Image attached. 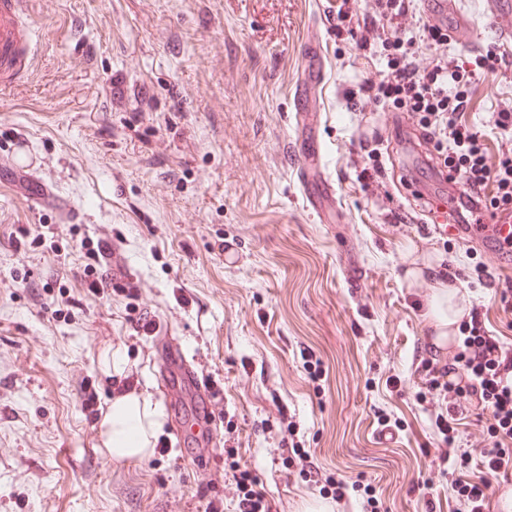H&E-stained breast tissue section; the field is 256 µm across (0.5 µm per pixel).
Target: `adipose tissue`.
Here are the masks:
<instances>
[{"instance_id":"1","label":"adipose tissue","mask_w":512,"mask_h":512,"mask_svg":"<svg viewBox=\"0 0 512 512\" xmlns=\"http://www.w3.org/2000/svg\"><path fill=\"white\" fill-rule=\"evenodd\" d=\"M163 412L149 397L127 394L111 402L100 424L103 444L116 460L148 455L160 430Z\"/></svg>"}]
</instances>
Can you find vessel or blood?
<instances>
[{
    "mask_svg": "<svg viewBox=\"0 0 512 512\" xmlns=\"http://www.w3.org/2000/svg\"><path fill=\"white\" fill-rule=\"evenodd\" d=\"M27 3L28 0H0V90L25 79L35 58L36 44L26 20ZM422 8L429 22L446 33L449 40L459 41L474 31L475 23L459 0H422ZM485 18L501 42H512V0H489ZM324 73V60L316 42H308L302 87L321 83ZM320 147L318 133L300 128L293 142L297 176L312 207L319 212L336 198L329 178L308 167ZM454 232L464 241L478 244L498 266L512 269V212H485L481 223L458 226ZM154 350L163 394L180 427L181 440L190 444L192 458L214 462L208 428L214 411L224 400L221 387L204 380L197 363L187 357L174 338L156 337Z\"/></svg>",
    "mask_w": 512,
    "mask_h": 512,
    "instance_id": "1",
    "label": "vessel or blood"
}]
</instances>
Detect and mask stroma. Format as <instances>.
<instances>
[{"label": "stroma", "instance_id": "35a3bbf8", "mask_svg": "<svg viewBox=\"0 0 512 512\" xmlns=\"http://www.w3.org/2000/svg\"><path fill=\"white\" fill-rule=\"evenodd\" d=\"M323 0H29L38 41L29 79L0 91V512H236L226 465L251 467L277 512H333L299 474L293 447L322 476L373 488L380 512H456L452 485L477 467L439 468L441 438L413 357L433 343L429 283L416 252L447 264L463 307L486 312L512 347V273L479 283L487 255L437 234L429 207L393 179L365 191L355 161L365 126L389 117L344 92L381 79L382 46L340 39ZM473 19L482 0H461ZM327 77L315 93L322 164L339 214L320 222L293 156L292 96L312 33ZM480 24L449 43L460 61L501 50ZM512 99V66L478 71L462 123L489 163L512 146L492 114ZM411 215L415 224L402 225ZM112 245L128 298L90 290L70 240ZM43 237L17 248L20 230ZM233 259H225L221 244ZM361 273L351 285L345 265ZM71 298L69 320L52 312ZM171 336L224 391L213 427L222 465L182 458L171 416L147 457L117 461L82 410L107 352L135 392L163 402L153 340ZM322 364L315 391L306 357ZM397 420L384 436L379 417Z\"/></svg>", "mask_w": 512, "mask_h": 512}]
</instances>
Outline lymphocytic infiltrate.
<instances>
[{"label": "lymphocytic infiltrate", "instance_id": "f902f5d3", "mask_svg": "<svg viewBox=\"0 0 512 512\" xmlns=\"http://www.w3.org/2000/svg\"><path fill=\"white\" fill-rule=\"evenodd\" d=\"M365 7L367 14L359 27L347 10H339L336 34L356 38L363 50L382 45L386 73L381 80L366 79L346 89V97L391 108L412 123L422 142L433 147L439 164L469 188L463 223H479L486 208L512 212V148L503 151L497 165H489L482 134L463 128L460 122L470 104L475 69L504 62L506 54L477 56L470 68L443 55L422 71L413 62L420 44L438 49L447 45V36L430 25L424 26L420 39L389 35V28L406 16L409 0H366ZM461 327L462 343L448 358H439L429 349L417 355L415 371L424 385L418 397L436 398L433 416L442 458L476 460L481 480H457L453 490L467 512H485L490 480H512V350L491 334L478 308L464 312ZM472 406L486 414L487 424L468 448L454 449L460 417ZM233 483L238 512H273L252 470H237Z\"/></svg>", "mask_w": 512, "mask_h": 512}]
</instances>
